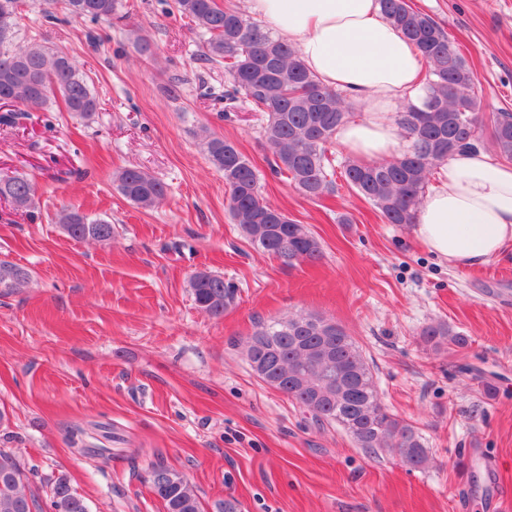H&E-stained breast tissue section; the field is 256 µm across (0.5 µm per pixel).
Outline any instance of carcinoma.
I'll return each instance as SVG.
<instances>
[{
    "label": "carcinoma",
    "mask_w": 512,
    "mask_h": 512,
    "mask_svg": "<svg viewBox=\"0 0 512 512\" xmlns=\"http://www.w3.org/2000/svg\"><path fill=\"white\" fill-rule=\"evenodd\" d=\"M58 3L71 18L108 23L122 19L121 0H44V17L54 18L52 7ZM379 4L385 18L425 59L422 82L427 93L420 104L409 103L398 113L397 124L411 141L409 153L368 164L349 161L341 176L385 223L412 225L441 162L457 151L484 147L478 135L484 105L476 92L475 71L443 27L410 0ZM20 6L21 0H0V100L24 112L46 110L58 98L66 112L89 116L97 111L98 98L68 53L34 41L15 44ZM172 9L204 36L203 60L224 68V111L233 112L244 102L263 114L264 138L278 171L309 199L332 193L335 170L328 151L337 128L352 116L346 97L317 81L292 44L235 6L218 0H173ZM490 139L497 157L512 161V112L497 113ZM201 149L211 166L224 173L232 220L253 245L288 267L322 257L320 242L307 228L265 200L256 168L235 142L206 135ZM112 182L142 209L156 207L166 196L164 184L143 170L122 168ZM36 191L26 178L0 179V198L16 210L30 209ZM56 219L70 226L69 236L75 240L112 241V224L76 207L61 208ZM28 278L25 268L0 261V288H19ZM190 288L196 306L216 319L237 297L234 285L212 273L192 278ZM420 336L433 349L467 345V338L444 321L430 322ZM239 345L246 359L265 367L260 380L308 412L315 424H334L357 447L370 454L388 450L410 468L428 461L426 439L411 422L385 408L362 347L336 321L315 313L263 319ZM313 352L325 353L332 366L312 358ZM27 480L17 456L0 449V512H89L67 478L53 482L44 507L24 492ZM145 482L164 512H201L198 496L176 468L158 461L149 467Z\"/></svg>",
    "instance_id": "cac0c4a2"
}]
</instances>
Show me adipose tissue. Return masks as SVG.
I'll use <instances>...</instances> for the list:
<instances>
[{
    "label": "adipose tissue",
    "mask_w": 512,
    "mask_h": 512,
    "mask_svg": "<svg viewBox=\"0 0 512 512\" xmlns=\"http://www.w3.org/2000/svg\"><path fill=\"white\" fill-rule=\"evenodd\" d=\"M272 34L296 47L309 71L361 109L338 129L337 143L366 162L409 149L392 118L400 101H420L421 53L380 12L378 0H248ZM414 231L440 260L478 267L512 245V164L485 151L458 152L439 167Z\"/></svg>",
    "instance_id": "ef3b65f1"
}]
</instances>
